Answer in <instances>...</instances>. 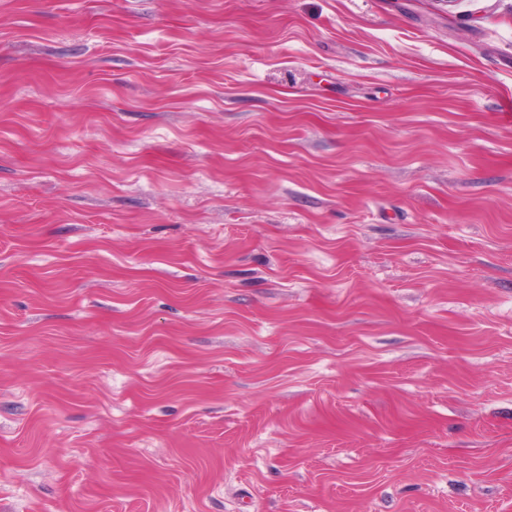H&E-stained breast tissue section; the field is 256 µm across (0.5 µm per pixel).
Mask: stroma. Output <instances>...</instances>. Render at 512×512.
<instances>
[{
  "label": "stroma",
  "mask_w": 512,
  "mask_h": 512,
  "mask_svg": "<svg viewBox=\"0 0 512 512\" xmlns=\"http://www.w3.org/2000/svg\"><path fill=\"white\" fill-rule=\"evenodd\" d=\"M512 0H0V512H512Z\"/></svg>",
  "instance_id": "1"
}]
</instances>
